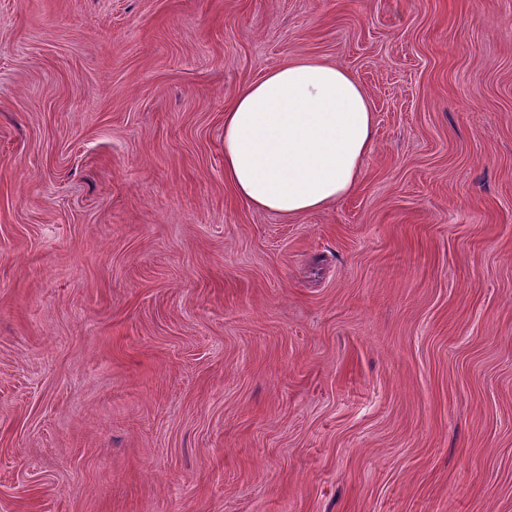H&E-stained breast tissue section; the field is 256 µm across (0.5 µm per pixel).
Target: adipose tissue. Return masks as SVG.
I'll return each mask as SVG.
<instances>
[{
  "instance_id": "obj_1",
  "label": "adipose tissue",
  "mask_w": 512,
  "mask_h": 512,
  "mask_svg": "<svg viewBox=\"0 0 512 512\" xmlns=\"http://www.w3.org/2000/svg\"><path fill=\"white\" fill-rule=\"evenodd\" d=\"M374 115L347 69L296 57L268 68L224 111V179L250 207L293 217L352 195Z\"/></svg>"
}]
</instances>
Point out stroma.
<instances>
[{
  "mask_svg": "<svg viewBox=\"0 0 512 512\" xmlns=\"http://www.w3.org/2000/svg\"><path fill=\"white\" fill-rule=\"evenodd\" d=\"M296 56L375 137L287 218ZM0 512H512V0H0ZM374 115L347 69L296 57L268 68L224 109V180L250 207L293 217L352 195Z\"/></svg>",
  "mask_w": 512,
  "mask_h": 512,
  "instance_id": "stroma-1",
  "label": "stroma"
}]
</instances>
